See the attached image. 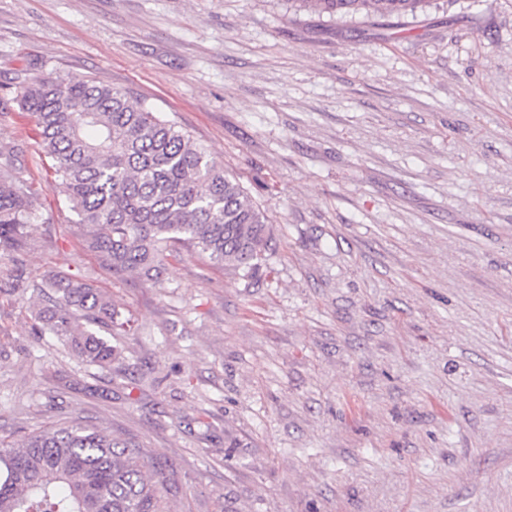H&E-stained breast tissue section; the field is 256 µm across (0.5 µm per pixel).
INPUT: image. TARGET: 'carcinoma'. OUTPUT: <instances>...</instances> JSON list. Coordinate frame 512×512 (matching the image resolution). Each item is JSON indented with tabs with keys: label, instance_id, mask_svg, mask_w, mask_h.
Wrapping results in <instances>:
<instances>
[{
	"label": "carcinoma",
	"instance_id": "obj_1",
	"mask_svg": "<svg viewBox=\"0 0 512 512\" xmlns=\"http://www.w3.org/2000/svg\"><path fill=\"white\" fill-rule=\"evenodd\" d=\"M332 18H401L423 0H300ZM20 105L32 114L45 155L66 200L89 230V247L116 276L159 282L176 244L248 277L262 265L271 225L244 187L206 149L127 92L88 77H44L25 86ZM0 255L21 249L39 220L27 182L0 151ZM53 291L34 313L40 336L64 338L86 362L106 365L116 351L94 331L128 335L130 319L101 289L66 275L0 288L11 296ZM154 470V478L145 475ZM173 474L136 444L81 418L53 423L20 442L0 437V512H168Z\"/></svg>",
	"mask_w": 512,
	"mask_h": 512
}]
</instances>
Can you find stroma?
<instances>
[{"label":"stroma","instance_id":"1","mask_svg":"<svg viewBox=\"0 0 512 512\" xmlns=\"http://www.w3.org/2000/svg\"><path fill=\"white\" fill-rule=\"evenodd\" d=\"M87 76L152 105L273 233L253 277L155 286L87 245L20 93ZM40 214L0 288L70 274L138 332L111 364L0 297V435L66 417L170 465L169 512H512V0L398 24L294 0H0V147Z\"/></svg>","mask_w":512,"mask_h":512}]
</instances>
